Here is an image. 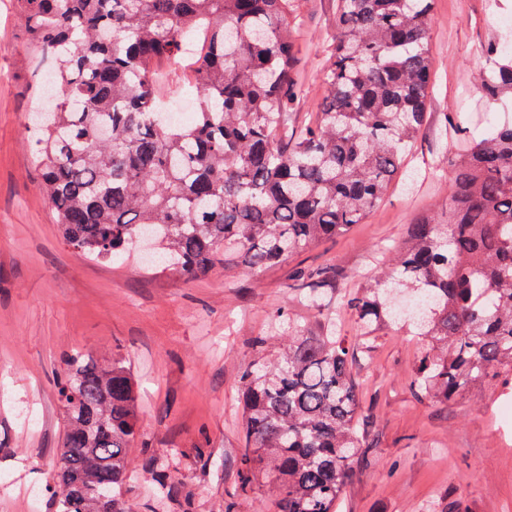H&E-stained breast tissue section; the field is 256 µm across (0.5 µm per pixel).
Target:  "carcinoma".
<instances>
[{
    "label": "carcinoma",
    "instance_id": "carcinoma-1",
    "mask_svg": "<svg viewBox=\"0 0 512 512\" xmlns=\"http://www.w3.org/2000/svg\"><path fill=\"white\" fill-rule=\"evenodd\" d=\"M434 2L340 0L324 100L288 136L300 94L294 0H22L33 41L55 61L33 155L62 239L106 264L146 236L152 267L194 277L221 260L263 268L345 235L380 206L425 121ZM190 35L201 99L183 124L157 108L154 63L182 55ZM478 53L483 96L512 94V52L488 42ZM449 167L445 215L408 225L403 246L346 301L369 333L401 320L388 284L426 299L408 317L426 342L416 386L446 403L492 372L512 373V124L470 142ZM321 276L304 274L297 287L315 301ZM354 351L300 329L276 360L240 377L239 478H271L279 512H337L364 447ZM57 385L67 420L58 512H84L95 456L112 457L99 472L107 512H128L126 460L139 433L130 368L76 353Z\"/></svg>",
    "mask_w": 512,
    "mask_h": 512
}]
</instances>
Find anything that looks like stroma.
I'll list each match as a JSON object with an SVG mask.
<instances>
[{
    "instance_id": "35a3bbf8",
    "label": "stroma",
    "mask_w": 512,
    "mask_h": 512,
    "mask_svg": "<svg viewBox=\"0 0 512 512\" xmlns=\"http://www.w3.org/2000/svg\"><path fill=\"white\" fill-rule=\"evenodd\" d=\"M339 0H296L297 65L305 96L289 127L309 123L324 96L323 64ZM512 0H436L431 31L432 88L415 146L414 173L366 223L277 265L216 264L191 278L154 271L131 250L103 265L60 237L30 148L28 117L47 103L50 63L30 39L21 0H0V512H57L54 460L64 419L57 375L77 352L125 359L141 403L131 453L129 512H278L263 479L238 477L243 416L240 376L261 337L332 321L356 345L359 419L367 447L344 488L339 512H512V423L495 415L512 402V379L492 376L464 400L422 395L414 372L423 345L410 327L380 328L364 341L344 308L353 286L372 276L380 245H400L408 224L441 211L448 160L462 140L488 136L512 118V99L479 91L485 62L477 47L512 38L503 16ZM169 107L196 89L187 61L159 64ZM322 268L318 305L301 299L299 272ZM288 319L273 325L277 309ZM167 475L191 506L162 503L153 476Z\"/></svg>"
}]
</instances>
